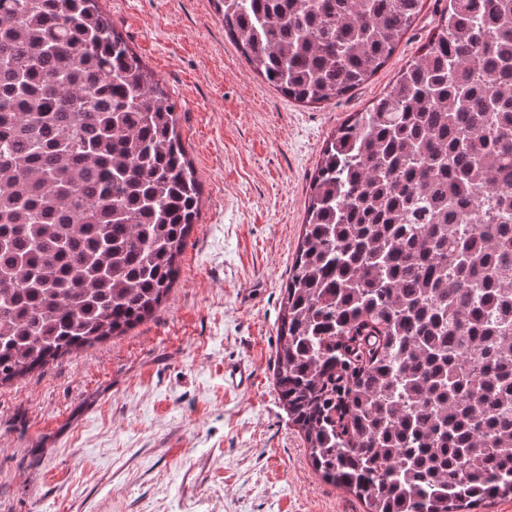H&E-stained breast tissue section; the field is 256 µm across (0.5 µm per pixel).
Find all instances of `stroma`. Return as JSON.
I'll list each match as a JSON object with an SVG mask.
<instances>
[{"label": "stroma", "instance_id": "1", "mask_svg": "<svg viewBox=\"0 0 512 512\" xmlns=\"http://www.w3.org/2000/svg\"><path fill=\"white\" fill-rule=\"evenodd\" d=\"M100 6L179 105L200 212L151 319L0 385V512H365L314 471L275 389L281 301L325 141L416 56L443 0L317 104L251 70L214 0Z\"/></svg>", "mask_w": 512, "mask_h": 512}]
</instances>
